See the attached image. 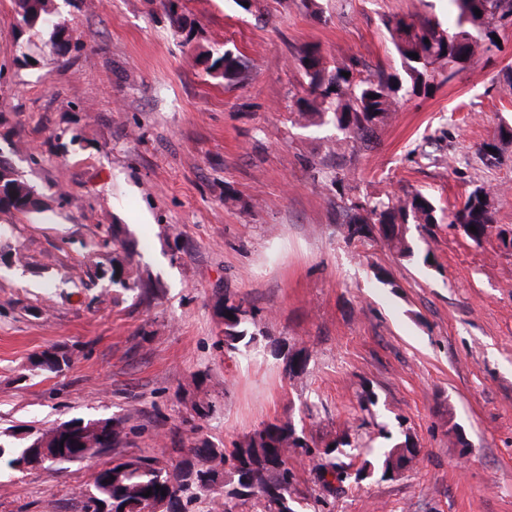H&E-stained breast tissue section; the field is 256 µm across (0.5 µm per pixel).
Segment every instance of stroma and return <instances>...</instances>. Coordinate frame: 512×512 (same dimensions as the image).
I'll return each mask as SVG.
<instances>
[{
    "mask_svg": "<svg viewBox=\"0 0 512 512\" xmlns=\"http://www.w3.org/2000/svg\"><path fill=\"white\" fill-rule=\"evenodd\" d=\"M55 5L75 43L61 55L0 0V156L43 202L0 213V439L112 416L130 433L92 459L14 473L0 512H85L113 460L174 463L274 417L320 446L383 430L420 445L403 475L337 490L324 512H512V252L443 221L414 239L430 267L342 233L352 201L420 191L444 218L477 185L512 230V144L492 169L477 153L512 126V24L430 95L399 97L374 143L344 154L333 125L292 116L308 94L302 50L399 70L383 18L444 24L448 0H186L188 38L159 0ZM227 44L249 64L234 86L196 62ZM128 258L147 298L110 281ZM228 294L265 336L308 349L305 374L259 348L225 350ZM53 346L72 366L30 372Z\"/></svg>",
    "mask_w": 512,
    "mask_h": 512,
    "instance_id": "stroma-1",
    "label": "stroma"
}]
</instances>
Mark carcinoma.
Wrapping results in <instances>:
<instances>
[{
	"mask_svg": "<svg viewBox=\"0 0 512 512\" xmlns=\"http://www.w3.org/2000/svg\"><path fill=\"white\" fill-rule=\"evenodd\" d=\"M451 13L448 28L426 16L388 17L383 25L401 58V70H379L372 76H360L359 63L349 57L330 67L317 47L303 50L300 64L308 79L311 98L298 102L296 120L300 123H331L345 132L344 140L351 146L363 144L383 125L392 111L399 94L429 95L436 76L444 80L453 78L466 69L477 52L487 43L494 42L493 34L504 22H512V0H448ZM19 24L28 30L51 29L50 42L58 52H66L71 45L69 31L55 22L57 8L54 0H17ZM161 4L176 33L186 30L184 0H161ZM481 11L476 16L475 10ZM429 43H424V40ZM418 54V58L410 54ZM198 62L215 79L237 84L247 77V69L239 53L230 48L209 53ZM348 76H343V73ZM512 140V127L499 129L497 137L479 145L483 164L494 167L489 160V149ZM0 169L11 178L0 186V212L26 215L40 209L41 200L31 185L6 159L0 158ZM353 215L344 225L347 241L374 239L394 249L403 259L422 258L423 264L432 266L431 253L419 256L417 247L407 234L413 224L430 236L438 224L437 206L433 198L422 192H410L395 200H357L351 202ZM448 223L459 226L462 234L480 245L492 237H500L495 220V194L483 185L471 190L464 207L448 216ZM476 227L477 232L470 231ZM112 283L126 291L148 295L140 278L128 265L120 266L119 278ZM224 347L237 352L243 348L264 345L270 356L283 366L290 377L304 373L309 353L305 348H293L264 336L257 329L256 313L243 299L224 297ZM72 354L52 347L43 351L34 366L40 370L61 372L70 367ZM75 425L95 426V444L99 448H119L127 439L126 419L73 421ZM57 448L55 462L79 460L84 447L81 436L59 430L55 425L35 433L22 444L0 443V463L15 470L25 461L32 463L37 448L46 437ZM360 450L350 435L342 433L332 444L318 446L297 430L291 420L273 418L261 421L241 441L231 447L203 446L190 452L204 460L196 466L182 460L163 466L156 459L130 457L112 462L100 470L93 486L87 491L85 512L90 502L97 499L112 504L115 512H144L161 504L165 512H239L248 504L251 512H302L294 497V472L289 460L302 456L313 468L327 474L340 484H358L378 471L382 476H396L410 468L419 456L418 448L409 434L404 441L392 445L367 447L373 459L352 470L348 458ZM166 495H161V491ZM151 492L145 497L143 493Z\"/></svg>",
	"mask_w": 512,
	"mask_h": 512,
	"instance_id": "obj_1",
	"label": "carcinoma"
}]
</instances>
